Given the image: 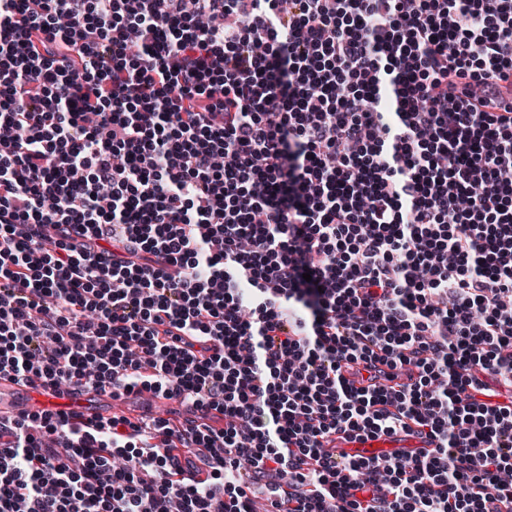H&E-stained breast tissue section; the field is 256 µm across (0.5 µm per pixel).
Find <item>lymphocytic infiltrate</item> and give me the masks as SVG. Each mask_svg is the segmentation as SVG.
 Here are the masks:
<instances>
[{"instance_id": "f902f5d3", "label": "lymphocytic infiltrate", "mask_w": 512, "mask_h": 512, "mask_svg": "<svg viewBox=\"0 0 512 512\" xmlns=\"http://www.w3.org/2000/svg\"><path fill=\"white\" fill-rule=\"evenodd\" d=\"M477 367L512 385V0H0V372L224 416L0 421V512H255L242 466L264 512H503ZM410 423L435 454L322 446Z\"/></svg>"}]
</instances>
